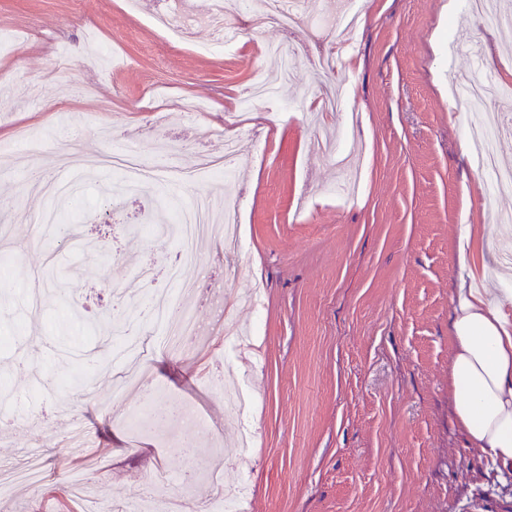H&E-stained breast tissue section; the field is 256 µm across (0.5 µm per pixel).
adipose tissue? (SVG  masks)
Masks as SVG:
<instances>
[{
  "label": "adipose tissue",
  "instance_id": "1",
  "mask_svg": "<svg viewBox=\"0 0 512 512\" xmlns=\"http://www.w3.org/2000/svg\"><path fill=\"white\" fill-rule=\"evenodd\" d=\"M452 304L455 419L473 447L512 469V291L461 285Z\"/></svg>",
  "mask_w": 512,
  "mask_h": 512
}]
</instances>
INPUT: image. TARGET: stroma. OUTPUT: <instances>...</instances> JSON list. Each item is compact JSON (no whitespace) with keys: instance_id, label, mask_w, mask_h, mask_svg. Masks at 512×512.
I'll list each match as a JSON object with an SVG mask.
<instances>
[{"instance_id":"35a3bbf8","label":"stroma","mask_w":512,"mask_h":512,"mask_svg":"<svg viewBox=\"0 0 512 512\" xmlns=\"http://www.w3.org/2000/svg\"><path fill=\"white\" fill-rule=\"evenodd\" d=\"M351 44L337 37L341 0H306L291 33L301 64L276 82L275 98L238 128L243 252L212 239L181 265L198 283L191 308L202 333L184 352L148 348L144 380L159 398L204 418L199 428L169 420L128 424L133 398L113 394L125 363L113 332L149 340L151 325L131 306L139 289L173 290L164 277L141 284L143 253L163 262L177 248L160 233L126 238L108 225L98 189L116 181L105 167L85 178L66 214L64 244H29L28 216L47 204L31 181L75 177L63 144L83 135L84 153L133 142L154 177L129 197L134 224L158 197L190 204L215 195L206 171L183 179L185 153L224 151V115L247 109L246 91L279 40L253 23L261 0H224L239 17L235 43L211 48L195 24L190 40L168 43L152 23L161 0H0V470L34 459L39 486L18 485L0 512H121L128 491L149 490L166 512L247 484L238 512H512V472L497 473L473 448L449 388L452 293L470 233L471 259L485 264L479 288L501 287V249L512 247V194H491L489 178L462 143L480 133L475 111L449 108L450 76L471 68L451 54L449 23L469 28L484 66L512 102V25L480 28L448 0H359ZM333 48L334 68L320 52ZM339 93L341 112L319 110ZM204 104L184 112L181 100ZM354 127L361 189L341 192L340 169L315 145L326 130ZM41 141L20 151L19 132ZM230 311H223L216 290ZM108 319L59 365L58 326ZM255 328L249 348L225 353L224 320ZM244 380L250 437L215 391ZM197 467H190V458ZM192 499H182L184 486Z\"/></svg>"}]
</instances>
